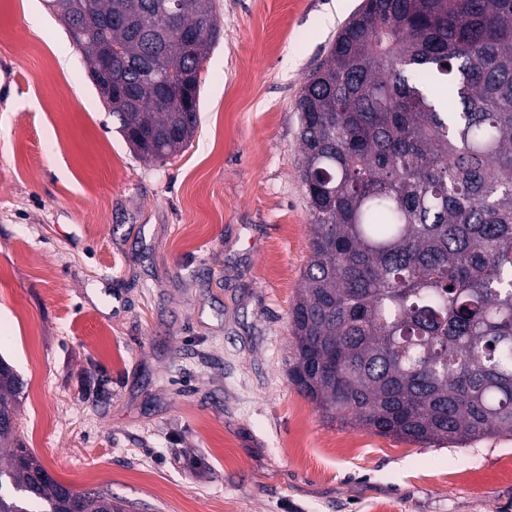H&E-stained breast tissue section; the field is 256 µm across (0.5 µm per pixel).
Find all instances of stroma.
Instances as JSON below:
<instances>
[{
    "label": "stroma",
    "instance_id": "stroma-1",
    "mask_svg": "<svg viewBox=\"0 0 512 512\" xmlns=\"http://www.w3.org/2000/svg\"><path fill=\"white\" fill-rule=\"evenodd\" d=\"M360 0H217L200 124L136 155L44 0H0V357L16 436L129 512H512V439L333 421L288 378L295 102Z\"/></svg>",
    "mask_w": 512,
    "mask_h": 512
}]
</instances>
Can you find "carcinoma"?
Listing matches in <instances>:
<instances>
[{
	"mask_svg": "<svg viewBox=\"0 0 512 512\" xmlns=\"http://www.w3.org/2000/svg\"><path fill=\"white\" fill-rule=\"evenodd\" d=\"M137 154L198 126L215 0H45ZM310 255L291 383L413 442L512 438V0H361L296 100ZM0 360V512H126L15 443Z\"/></svg>",
	"mask_w": 512,
	"mask_h": 512,
	"instance_id": "carcinoma-1",
	"label": "carcinoma"
}]
</instances>
